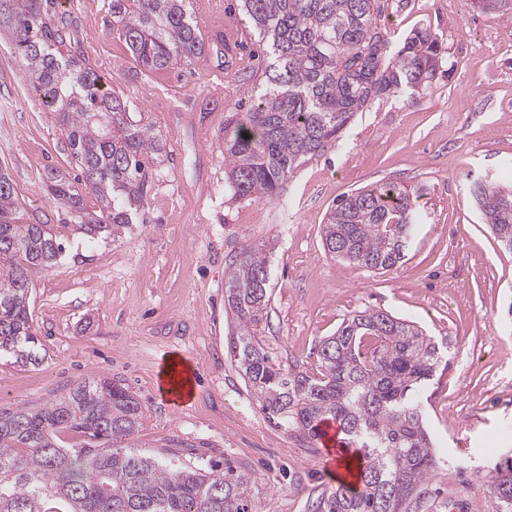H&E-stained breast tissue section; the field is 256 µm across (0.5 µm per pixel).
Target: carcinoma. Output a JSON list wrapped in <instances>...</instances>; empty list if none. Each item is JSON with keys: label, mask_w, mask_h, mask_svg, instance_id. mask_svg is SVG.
Listing matches in <instances>:
<instances>
[{"label": "carcinoma", "mask_w": 512, "mask_h": 512, "mask_svg": "<svg viewBox=\"0 0 512 512\" xmlns=\"http://www.w3.org/2000/svg\"><path fill=\"white\" fill-rule=\"evenodd\" d=\"M186 0H112V30L132 60L166 70L202 54ZM375 0H242L269 61L245 112L224 119V183L234 199L275 197L297 168L350 128L380 98L423 91L442 62L431 30L413 31L393 55ZM13 37L29 82L65 133L84 191L57 173L53 197L68 209L88 244L132 231L148 203L162 140L127 101L104 88L80 50L66 0H0V30ZM472 195L492 232L512 251V185L476 182ZM419 196L385 183L342 196L324 224L331 257L382 273L406 261ZM65 251L52 225L22 221L9 173L0 168V358L42 362L32 327L30 272ZM224 303L234 315L231 352L265 416L314 442L320 425L338 424L361 460L359 489L322 493L315 512H410L423 507L418 486L437 465L419 393L443 357L415 322L365 310L324 337L318 363L284 367L264 343L270 303L269 261L262 248L228 266ZM145 411L114 380H88L38 408L0 412V512H248L251 476L224 463L163 462L120 443ZM71 429L99 442L66 448ZM486 512H512V458L487 473Z\"/></svg>", "instance_id": "cac0c4a2"}]
</instances>
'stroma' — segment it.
<instances>
[{
  "mask_svg": "<svg viewBox=\"0 0 512 512\" xmlns=\"http://www.w3.org/2000/svg\"><path fill=\"white\" fill-rule=\"evenodd\" d=\"M188 0L199 37L238 20V0ZM81 49L164 145L147 221L93 246L47 189L75 178L54 113L32 91L0 34V162L28 221L53 224L67 252L34 273L33 328L43 358L0 360V410L38 407L90 377L121 381L145 416L131 442L162 461H231L251 476L248 512H313L334 488L327 452L269 421L227 349L234 329L224 280L234 256L266 245L271 301L264 339L283 365L314 368L316 349L352 312L411 320L448 344V364L422 408L439 459L424 486L434 506L476 512L489 461L512 456V252L500 248L471 193L512 169V10L473 0H377L393 46L436 33L445 75L413 98H382L349 134L300 167L274 198L235 201L224 185V117L246 111L254 83L226 72L214 50L148 72L110 27L112 0H68ZM222 87L212 96V87ZM416 190L426 212L398 269L380 274L326 254L322 227L342 195L375 183ZM197 375L173 405L160 374L171 356ZM498 381L497 393L486 390Z\"/></svg>",
  "mask_w": 512,
  "mask_h": 512,
  "instance_id": "stroma-1",
  "label": "stroma"
}]
</instances>
